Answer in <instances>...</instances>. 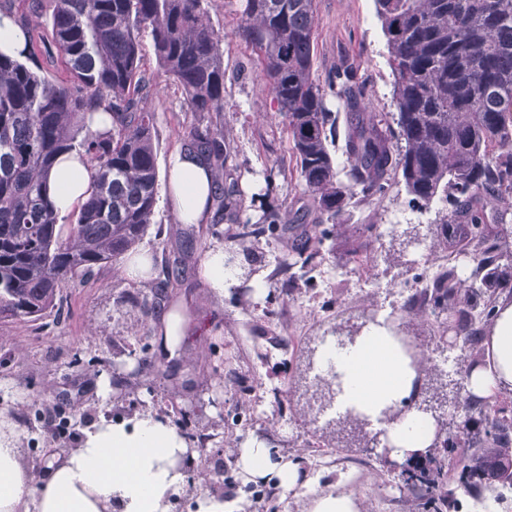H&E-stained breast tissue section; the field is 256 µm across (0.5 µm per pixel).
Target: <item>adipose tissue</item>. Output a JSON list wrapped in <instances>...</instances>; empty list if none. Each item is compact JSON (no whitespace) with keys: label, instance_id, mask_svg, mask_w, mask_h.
<instances>
[{"label":"adipose tissue","instance_id":"obj_1","mask_svg":"<svg viewBox=\"0 0 512 512\" xmlns=\"http://www.w3.org/2000/svg\"><path fill=\"white\" fill-rule=\"evenodd\" d=\"M88 162L63 156L49 178L60 213L85 198L91 183ZM211 185L204 163L178 149L170 159L168 187L179 223L202 224L210 213ZM240 267L224 264V247H210L199 275L214 295H223ZM484 340L485 355L473 366L466 390L477 397L512 391V301L501 302ZM323 361L343 380V409L376 419L382 408L411 394L418 376L385 328L374 326L353 345L328 348ZM436 423L416 409L402 412L387 431L391 461L425 455L432 447ZM190 452L174 426L150 411L121 421H101L85 431L77 447L36 481L22 461L21 442L13 425L0 421V512H171V502L185 485L184 462ZM238 467L245 480L276 481L284 491L299 486L296 463L273 461L263 441L252 439L239 450Z\"/></svg>","mask_w":512,"mask_h":512}]
</instances>
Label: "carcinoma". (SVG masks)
I'll return each instance as SVG.
<instances>
[{
	"label": "carcinoma",
	"instance_id": "1",
	"mask_svg": "<svg viewBox=\"0 0 512 512\" xmlns=\"http://www.w3.org/2000/svg\"><path fill=\"white\" fill-rule=\"evenodd\" d=\"M0 0L24 37L22 56L0 51V321H36L55 306L63 284L115 264L147 234L158 200L150 79L142 69L141 39L148 32L161 75L183 90L200 117L224 111L223 36L210 25L204 0H53L47 25ZM237 37L253 51L258 73L277 103L295 158L298 180L320 220L307 239L288 245L289 257L313 261L328 239L323 220L374 200L401 178L424 208L440 202V227L465 229L460 246L473 267L457 266L433 280L432 314L464 332L462 362L482 357L471 313L460 300L482 299L477 318L489 323L512 288V250L505 228L486 221L492 203L512 205V0H375L393 82L396 112H371L354 67L329 78L347 110L348 182L339 180L336 116L313 78L315 0H236ZM53 46L55 71L42 72L39 55ZM102 112L111 128L94 130ZM188 148L211 171L209 201L236 224L235 238L251 242L282 223L275 208L263 223L241 219L237 184L222 183L230 145L224 127L209 123L191 133ZM62 154L86 158L94 170L87 196L67 216L56 210L49 177ZM170 279L143 295L146 318L160 307ZM484 434L464 441L475 452L462 466L457 488L479 496L512 489V414L483 404ZM432 457L404 469L408 486L437 488L447 472Z\"/></svg>",
	"mask_w": 512,
	"mask_h": 512
}]
</instances>
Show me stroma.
I'll return each instance as SVG.
<instances>
[{
    "mask_svg": "<svg viewBox=\"0 0 512 512\" xmlns=\"http://www.w3.org/2000/svg\"><path fill=\"white\" fill-rule=\"evenodd\" d=\"M236 9L235 0L206 5L211 25L224 36V110L216 120L231 143L226 177L238 181L246 217L259 220L274 206L286 212L287 222L247 249L226 237L228 223L220 213L197 226L178 224L168 201L169 161L200 119L174 81L160 80L148 99L159 199L139 245L151 255L154 271L139 283L110 265L68 284L42 319L0 321V414L20 434L24 464L40 473L58 454L76 447L93 423L127 418L129 410L116 397L101 400L97 384L103 378L129 380L136 384L129 396L132 408L159 413L187 434L189 447H197V435H208L211 460L223 464L234 481L224 498L237 501L240 512H256L236 462L238 448L250 439L264 441L273 460L297 462L304 482L289 492L265 483L270 498L263 512H308L313 497L343 487L355 489L360 512H381L384 501L392 512H428L427 492L404 486L401 464L388 462L381 449L349 447L315 429L300 397L299 377L310 341L374 309L371 295L361 290L363 276L392 289L396 312L427 364L442 354L456 358L458 348L441 337L430 307L412 303L417 270L400 255L387 226L394 215H404L406 223L418 227L438 266L458 242L438 230L437 209L413 208L403 183L394 181L373 204L348 212L325 241L315 265L326 273L327 285L289 284L277 266L283 245L315 213L298 182L277 105L257 75L250 49L232 35ZM315 9L316 81L327 86L336 69L355 65L375 111H393V75L375 0H316ZM217 243L245 262L243 275L220 297L199 277L206 250ZM167 261L183 270L168 295L190 311L170 353L154 323L143 321L139 306L142 291L162 279ZM168 353L183 362L173 375L164 360ZM295 432L303 435L304 446L292 441ZM317 452L331 459V466L313 469L310 458Z\"/></svg>",
    "mask_w": 512,
    "mask_h": 512,
    "instance_id": "obj_1",
    "label": "stroma"
}]
</instances>
